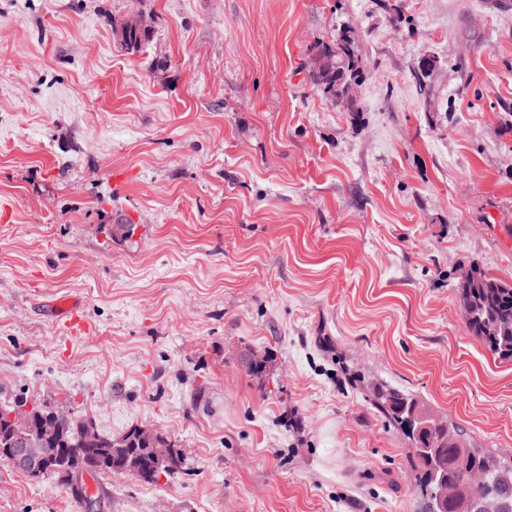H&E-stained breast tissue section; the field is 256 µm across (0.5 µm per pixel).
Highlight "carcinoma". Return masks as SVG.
I'll use <instances>...</instances> for the list:
<instances>
[{"mask_svg":"<svg viewBox=\"0 0 512 512\" xmlns=\"http://www.w3.org/2000/svg\"><path fill=\"white\" fill-rule=\"evenodd\" d=\"M149 38V30L126 28L120 45L126 50L139 48ZM364 71V58L359 43L349 29H342L332 42L318 45L310 68L313 87L325 98L339 103L346 85L359 82ZM458 296L465 299L460 306L470 335L479 339L486 349L501 361H512V282L487 273L485 268L471 262L459 278ZM354 381L366 383L372 405L388 422L406 435L414 449L413 467L420 470L418 488L428 502V512H459L471 504L485 502L489 512H512V460L506 461L483 448H473L464 441L457 425L440 417L416 397L385 382H365L359 375ZM28 403L22 400L0 407V460L6 461L8 442L15 427L6 415ZM432 424L424 434L419 431L420 419ZM92 419L75 413L65 430L67 442L73 445L63 465H56L43 478L60 477L76 496H85L84 486H76L68 474L82 468H94L96 477L102 473H130L145 483L157 482L151 453L142 450L136 436L137 427L127 431L125 450L119 453L112 447L113 438L99 434V441L78 445L77 439ZM448 472V498H437V482L442 472Z\"/></svg>","mask_w":512,"mask_h":512,"instance_id":"obj_1","label":"carcinoma"}]
</instances>
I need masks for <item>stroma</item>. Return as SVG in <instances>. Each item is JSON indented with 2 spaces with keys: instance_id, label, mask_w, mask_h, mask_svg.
<instances>
[{
  "instance_id": "1",
  "label": "stroma",
  "mask_w": 512,
  "mask_h": 512,
  "mask_svg": "<svg viewBox=\"0 0 512 512\" xmlns=\"http://www.w3.org/2000/svg\"><path fill=\"white\" fill-rule=\"evenodd\" d=\"M346 26L355 112L308 77ZM1 211L0 406L185 458L101 478L91 510L0 461V512H426L352 370L512 457V362L457 295L474 261L512 281V0H0ZM126 24L133 26L123 30L120 39V45L125 50L138 49L144 41L149 38V30L145 20L140 15H134L127 19ZM136 27V28H134ZM53 315L62 321L72 337H80L87 331V326L80 315V306L74 297L54 301L52 305Z\"/></svg>"
}]
</instances>
